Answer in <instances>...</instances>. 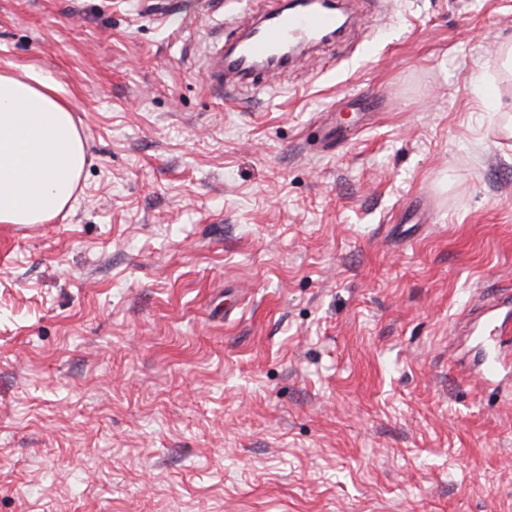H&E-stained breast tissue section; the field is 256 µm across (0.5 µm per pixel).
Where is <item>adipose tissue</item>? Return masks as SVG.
I'll use <instances>...</instances> for the list:
<instances>
[{
	"label": "adipose tissue",
	"instance_id": "ef3b65f1",
	"mask_svg": "<svg viewBox=\"0 0 512 512\" xmlns=\"http://www.w3.org/2000/svg\"><path fill=\"white\" fill-rule=\"evenodd\" d=\"M86 165L82 131L56 79L0 71V224H46L71 208Z\"/></svg>",
	"mask_w": 512,
	"mask_h": 512
}]
</instances>
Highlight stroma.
<instances>
[{"mask_svg":"<svg viewBox=\"0 0 512 512\" xmlns=\"http://www.w3.org/2000/svg\"><path fill=\"white\" fill-rule=\"evenodd\" d=\"M267 7L0 0L88 157L0 224V512H512V367L467 324L512 291V0H364L206 90Z\"/></svg>","mask_w":512,"mask_h":512,"instance_id":"obj_1","label":"stroma"}]
</instances>
